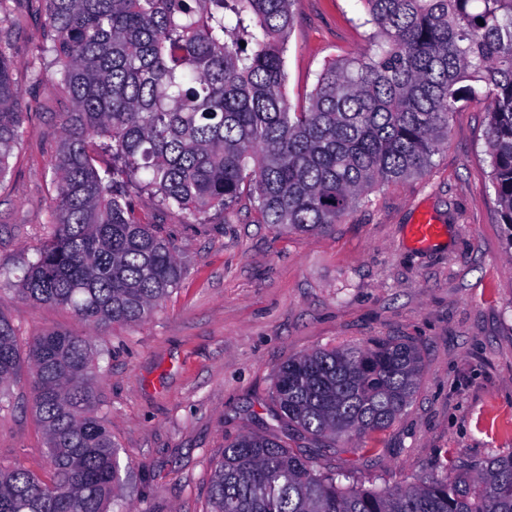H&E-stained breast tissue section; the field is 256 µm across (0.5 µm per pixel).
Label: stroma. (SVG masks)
I'll return each instance as SVG.
<instances>
[{"mask_svg":"<svg viewBox=\"0 0 512 512\" xmlns=\"http://www.w3.org/2000/svg\"><path fill=\"white\" fill-rule=\"evenodd\" d=\"M361 0H299L288 40L287 93L301 107L326 62L373 52ZM43 0H17L0 40L17 64L27 132L0 181V267L33 258L51 231L52 165L70 111L58 75L32 81L46 42ZM488 102L473 96L450 120L448 142L424 173L391 181L330 230L304 233L259 223H189L177 209L137 198L162 225L186 274L143 322L91 329L66 308L34 305L0 288V314L22 344L52 331L108 343L98 389L127 466L125 512H207L212 468L226 442L277 433L272 391L299 355L374 336H408L422 356L419 388L385 431L339 438L326 449L298 432L292 448L363 486L410 482L449 458L462 472L512 450V249L489 177ZM444 233L409 246L418 210ZM0 410V464L49 476L42 427L25 381Z\"/></svg>","mask_w":512,"mask_h":512,"instance_id":"obj_1","label":"stroma"}]
</instances>
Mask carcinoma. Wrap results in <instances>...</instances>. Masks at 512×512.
<instances>
[{
    "label": "carcinoma",
    "mask_w": 512,
    "mask_h": 512,
    "mask_svg": "<svg viewBox=\"0 0 512 512\" xmlns=\"http://www.w3.org/2000/svg\"><path fill=\"white\" fill-rule=\"evenodd\" d=\"M374 52L326 63L306 105L286 93L296 0H46L39 80L60 75L53 234L17 292L101 330L142 322L183 266L135 198L193 222L227 218L248 196L259 222L321 231L378 184L424 172L467 95L490 102L487 153L512 246V0H361ZM484 25H479L477 19ZM245 45H240V42ZM15 64L0 45V179L22 139ZM110 156L98 170L92 151ZM84 336L52 332L23 351L0 314V390L27 372L49 479L0 465V512H109L122 477ZM422 373L406 337L299 356L275 378L277 416L315 442L382 432ZM276 434L224 446L210 512H512V451L474 477L441 460L406 485L343 484Z\"/></svg>",
    "instance_id": "cac0c4a2"
}]
</instances>
